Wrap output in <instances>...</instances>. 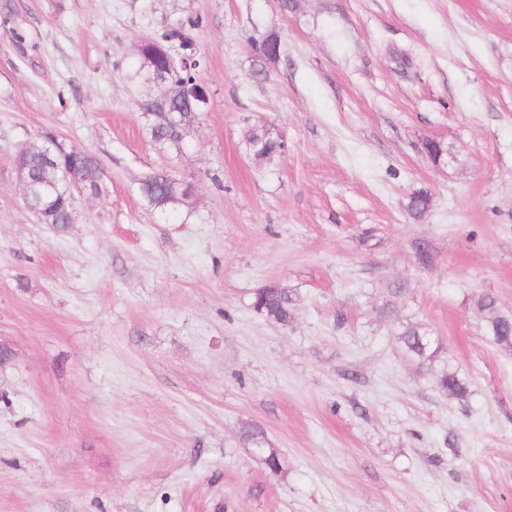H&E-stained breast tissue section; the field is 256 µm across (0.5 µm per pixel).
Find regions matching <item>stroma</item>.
Segmentation results:
<instances>
[{
  "mask_svg": "<svg viewBox=\"0 0 512 512\" xmlns=\"http://www.w3.org/2000/svg\"><path fill=\"white\" fill-rule=\"evenodd\" d=\"M195 15L211 107L162 148L138 47ZM46 131L104 169L62 228L14 164ZM153 171L193 185L188 213L147 208ZM265 285L288 324L253 310ZM484 293L512 312V0H0V512H512ZM262 45V47H261ZM279 48V54L274 52ZM283 45L280 36L276 32H269L257 41L254 47V55L252 59V69L250 76L254 81H263L268 76V67L275 63L281 53ZM254 310L282 325L293 318V301L288 291L275 286H264L253 293ZM398 343L405 353L421 365H431L442 346L421 326L409 325L398 336ZM245 440L250 448L263 457L265 464L271 470H279L280 460L274 448H268V439L262 429L259 427H251L244 432Z\"/></svg>",
  "mask_w": 512,
  "mask_h": 512,
  "instance_id": "obj_1",
  "label": "stroma"
}]
</instances>
